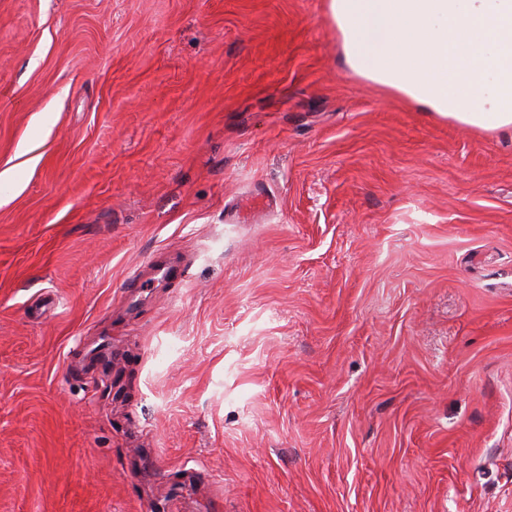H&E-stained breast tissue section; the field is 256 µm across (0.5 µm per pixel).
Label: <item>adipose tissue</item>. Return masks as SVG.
<instances>
[{
	"mask_svg": "<svg viewBox=\"0 0 512 512\" xmlns=\"http://www.w3.org/2000/svg\"><path fill=\"white\" fill-rule=\"evenodd\" d=\"M350 73L425 111L512 128V0H327Z\"/></svg>",
	"mask_w": 512,
	"mask_h": 512,
	"instance_id": "adipose-tissue-1",
	"label": "adipose tissue"
}]
</instances>
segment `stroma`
<instances>
[{
	"label": "stroma",
	"instance_id": "1",
	"mask_svg": "<svg viewBox=\"0 0 512 512\" xmlns=\"http://www.w3.org/2000/svg\"><path fill=\"white\" fill-rule=\"evenodd\" d=\"M0 512H512V129L325 0H0Z\"/></svg>",
	"mask_w": 512,
	"mask_h": 512
}]
</instances>
